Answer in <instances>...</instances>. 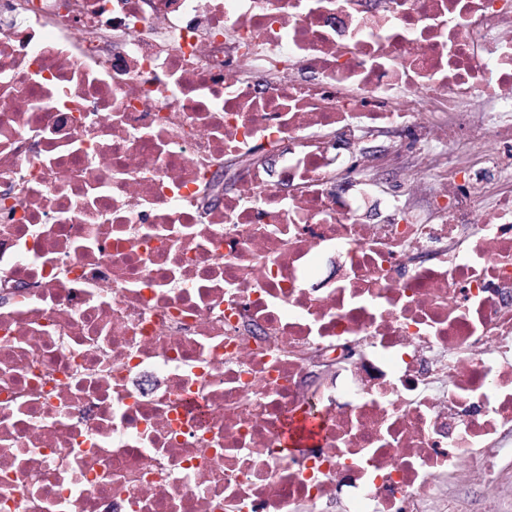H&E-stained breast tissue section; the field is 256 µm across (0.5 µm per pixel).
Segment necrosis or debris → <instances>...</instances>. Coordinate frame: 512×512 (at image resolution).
Listing matches in <instances>:
<instances>
[{
	"label": "necrosis or debris",
	"instance_id": "1",
	"mask_svg": "<svg viewBox=\"0 0 512 512\" xmlns=\"http://www.w3.org/2000/svg\"><path fill=\"white\" fill-rule=\"evenodd\" d=\"M492 182L512 0H0V512H512ZM393 174L388 176L386 185L392 191H398L401 188L403 178L413 171V162L409 153H403L392 158Z\"/></svg>",
	"mask_w": 512,
	"mask_h": 512
}]
</instances>
